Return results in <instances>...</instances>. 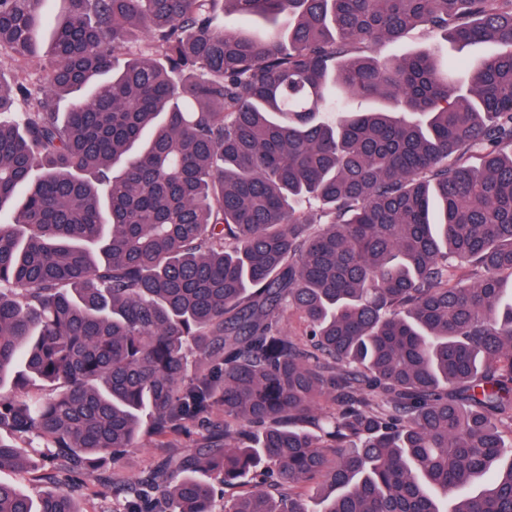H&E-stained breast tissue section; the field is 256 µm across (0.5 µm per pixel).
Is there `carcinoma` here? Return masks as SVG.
<instances>
[{"label": "carcinoma", "instance_id": "1", "mask_svg": "<svg viewBox=\"0 0 512 512\" xmlns=\"http://www.w3.org/2000/svg\"><path fill=\"white\" fill-rule=\"evenodd\" d=\"M62 2L0 0V469L222 413L119 512H512V0ZM437 44L441 48V54L448 60L473 59L493 52L490 45L479 44L459 53L455 46L444 38L443 35H431L422 28H416L405 35L399 43L384 44L377 47L370 54L378 58L394 57L402 54L416 52L429 44Z\"/></svg>", "mask_w": 512, "mask_h": 512}]
</instances>
